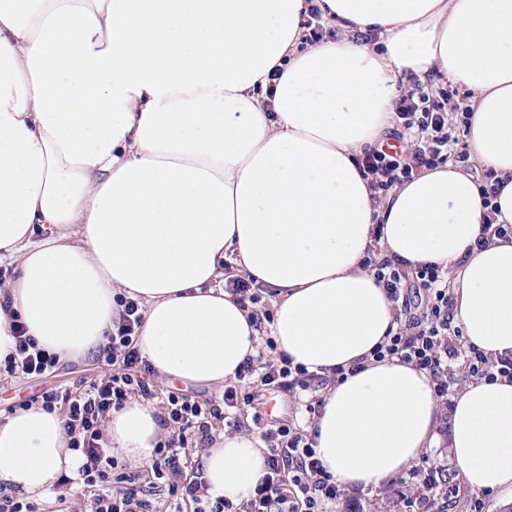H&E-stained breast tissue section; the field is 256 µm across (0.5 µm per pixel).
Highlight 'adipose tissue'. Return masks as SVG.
<instances>
[{
    "label": "adipose tissue",
    "instance_id": "obj_1",
    "mask_svg": "<svg viewBox=\"0 0 512 512\" xmlns=\"http://www.w3.org/2000/svg\"><path fill=\"white\" fill-rule=\"evenodd\" d=\"M313 5L340 38L303 45ZM414 79L467 92L471 165L377 201L356 160ZM486 171L502 184L490 202ZM488 222L512 225V0H0V258L17 270L0 284V361L18 320L60 360L87 358L122 294L145 308L137 345L159 380L235 379L261 333L224 289L232 274L273 289L280 351L347 366L398 327L362 266L372 246L404 269L438 264L465 342L512 354V239ZM453 403L442 417L427 373L367 364L326 391L317 455L374 492L439 447L445 419L465 485L512 495V381L467 383ZM159 414L139 398L113 412V451L149 465ZM67 443L61 410L6 416L0 484L41 501L61 477L81 486ZM264 452L217 433L199 455L210 497L246 501Z\"/></svg>",
    "mask_w": 512,
    "mask_h": 512
}]
</instances>
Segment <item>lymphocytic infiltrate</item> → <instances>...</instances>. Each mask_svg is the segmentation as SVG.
Returning <instances> with one entry per match:
<instances>
[{
	"instance_id": "obj_1",
	"label": "lymphocytic infiltrate",
	"mask_w": 512,
	"mask_h": 512,
	"mask_svg": "<svg viewBox=\"0 0 512 512\" xmlns=\"http://www.w3.org/2000/svg\"><path fill=\"white\" fill-rule=\"evenodd\" d=\"M396 117L400 128L413 134V141L366 151L357 161L378 197L420 169L445 165L454 141L447 111L430 99L421 83H413L401 96ZM363 265L373 270L377 284L404 317L399 328L372 350V361L394 359L425 371L435 396L446 405L451 402L456 374L473 381L512 377L511 355L491 359L464 342L453 323L454 297L439 265L421 264L409 273L390 258L372 253L364 257ZM224 288L250 309L256 326L272 323L274 314L264 301L262 287L233 277ZM115 301L120 312L95 353L103 376L81 390L59 387L41 395L46 411L62 409L68 446L83 457L80 475L90 496V512H162L167 503L173 512H328L330 506L347 501L345 489L316 455L314 432L292 418H267L264 396L278 393L293 398L310 393L306 411L315 418L321 412L324 391L357 373V366H339L326 374L308 371L279 352L274 338L268 336L218 396L200 400L175 391L163 394L135 342L144 319L142 306L122 295ZM14 339L13 352L0 363L1 375L40 377L54 371L57 354L27 335L22 323H15ZM133 397L160 401V420L168 431L151 466L136 469L123 463L103 437L112 411L122 409ZM229 411L235 416L234 428L251 419L266 446L264 474L250 498L237 506L207 497L208 484L194 457L196 449L212 441L213 421L223 420ZM448 471L447 464L429 454L419 457L403 479L413 494L414 512H451L460 485L449 480Z\"/></svg>"
}]
</instances>
